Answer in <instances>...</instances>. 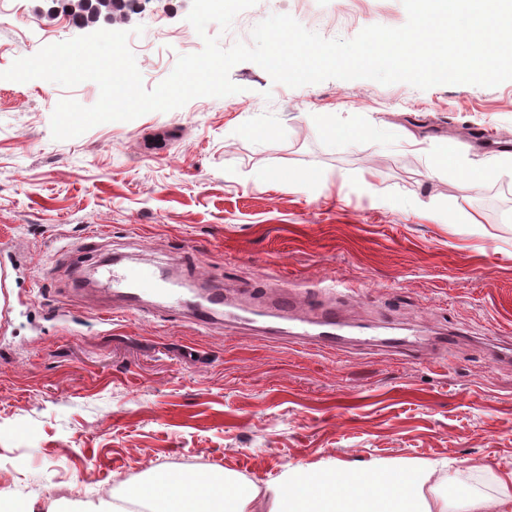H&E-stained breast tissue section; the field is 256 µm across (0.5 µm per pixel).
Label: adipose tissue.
<instances>
[{
	"label": "adipose tissue",
	"mask_w": 512,
	"mask_h": 512,
	"mask_svg": "<svg viewBox=\"0 0 512 512\" xmlns=\"http://www.w3.org/2000/svg\"><path fill=\"white\" fill-rule=\"evenodd\" d=\"M439 471L432 461L315 474L297 467L261 488L227 472L154 470L95 512H490L512 502L505 484L494 500L470 492L473 468Z\"/></svg>",
	"instance_id": "1"
}]
</instances>
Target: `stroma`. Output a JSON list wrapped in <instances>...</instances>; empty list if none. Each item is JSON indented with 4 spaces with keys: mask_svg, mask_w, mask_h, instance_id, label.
Returning <instances> with one entry per match:
<instances>
[{
    "mask_svg": "<svg viewBox=\"0 0 512 512\" xmlns=\"http://www.w3.org/2000/svg\"><path fill=\"white\" fill-rule=\"evenodd\" d=\"M192 0H149L104 22L129 32L146 90L200 52L250 42L273 14L327 39L406 23L402 0H258L229 30L188 22ZM47 0L0 12V71L85 35ZM141 35H134L135 27ZM238 93L106 122L57 140L64 99L94 105L98 85L0 80V494L30 512H91L155 469L228 471L262 487L285 468L314 472L394 461L475 467L473 485H512V81L495 87L328 79L291 88L259 65L230 72ZM364 129L339 141L324 130ZM452 149L459 164L438 171ZM494 167L477 190L461 173ZM84 245L86 273L118 257L221 280L257 311L266 269L334 301L351 326L341 351L254 329L207 331L168 311L102 318L57 254ZM421 331L388 355L369 337ZM458 334L441 361L438 333Z\"/></svg>",
    "mask_w": 512,
    "mask_h": 512,
    "instance_id": "stroma-1",
    "label": "stroma"
}]
</instances>
